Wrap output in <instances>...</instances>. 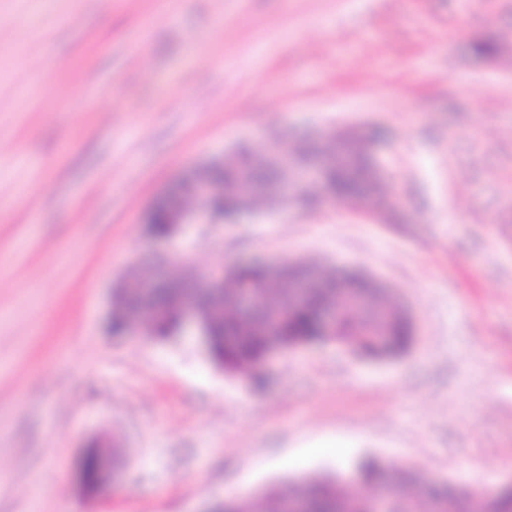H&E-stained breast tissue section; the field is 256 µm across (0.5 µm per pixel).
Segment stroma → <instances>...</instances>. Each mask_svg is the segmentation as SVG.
Listing matches in <instances>:
<instances>
[{
    "mask_svg": "<svg viewBox=\"0 0 512 512\" xmlns=\"http://www.w3.org/2000/svg\"><path fill=\"white\" fill-rule=\"evenodd\" d=\"M335 130L373 135L391 213L294 191L148 234L188 168ZM159 257L360 268L417 336L380 360L312 341L254 389L197 338L108 333L116 282ZM368 455L512 482V0H0V512H208ZM108 448H110V445L107 439L99 437L95 445V448L93 449L95 450L99 458L103 461V465L100 471L97 473V475L93 478H90L86 474L84 468V461L87 457L88 468L89 470H93L95 466V454L93 451H91L87 455V448L84 451L82 460L81 484L83 485L84 489L89 493L99 491L102 487H104L105 485L112 481V470L110 468L111 455Z\"/></svg>",
    "mask_w": 512,
    "mask_h": 512,
    "instance_id": "1",
    "label": "stroma"
}]
</instances>
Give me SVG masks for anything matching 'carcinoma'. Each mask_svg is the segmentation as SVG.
<instances>
[{
  "label": "carcinoma",
  "mask_w": 512,
  "mask_h": 512,
  "mask_svg": "<svg viewBox=\"0 0 512 512\" xmlns=\"http://www.w3.org/2000/svg\"><path fill=\"white\" fill-rule=\"evenodd\" d=\"M370 142L369 136L354 134L345 146V162L328 169L327 184L336 198L349 201L367 190L382 202L392 194L387 185L369 184L360 174L358 162L366 159ZM257 154L252 145L241 144L224 163L205 162L194 171L196 176L215 185V194L207 203L214 216L244 213L240 204L243 194L250 197L248 207L257 209L265 204L271 188L285 186L286 169L270 159L258 161ZM177 228L166 211L157 210L151 217L148 232L157 239H167ZM348 283L349 279L336 274L333 266L312 259L300 262L291 281L273 279L268 268L259 262L236 264L224 277V287L215 290L199 288L191 278L176 275L154 290L148 307L134 297L115 296L112 335H126L139 324L156 339L169 340L180 334L181 310H197L205 319L210 360L224 371L242 376L249 384L259 387L263 378L257 368L271 344L277 343L286 350L303 339L325 338L323 316L336 304L337 290ZM240 292L259 294L261 303L247 308L237 306L236 295ZM398 304L389 293L372 295L367 313L348 311L339 317L330 340L351 345L360 357L380 356L382 347L370 335L371 323L387 319ZM412 339L413 329L407 320H391L387 346L390 352L404 351ZM361 476L363 484L392 493L403 512L464 510L459 500L443 489L429 486L414 470L391 468L370 460L361 465ZM294 501L307 504L309 512H367L368 509L366 499L341 491L338 477L317 475L286 485H270L255 497L228 498L224 500V512H284L288 503ZM467 506L471 512H512V496L486 502L469 500Z\"/></svg>",
  "instance_id": "carcinoma-1"
}]
</instances>
